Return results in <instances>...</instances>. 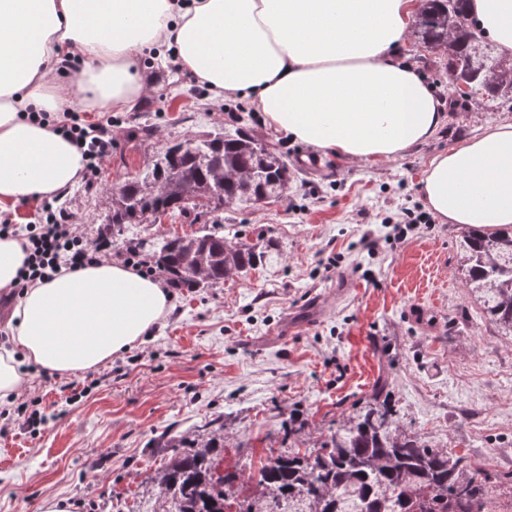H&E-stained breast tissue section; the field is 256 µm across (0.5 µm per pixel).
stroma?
I'll list each match as a JSON object with an SVG mask.
<instances>
[{"label":"stroma","instance_id":"stroma-1","mask_svg":"<svg viewBox=\"0 0 512 512\" xmlns=\"http://www.w3.org/2000/svg\"><path fill=\"white\" fill-rule=\"evenodd\" d=\"M445 101L446 121L429 141L394 160L350 161L313 151L251 112L243 129L288 164L287 199L247 210L131 224L113 236L112 256L159 234H191L220 224L239 240L272 241L263 266L205 288L174 289V308L144 343L74 376L84 394L39 371L19 402L35 401L41 424L13 416L0 425V512H40L43 498H69L73 512H158L156 477L173 454L164 438H194L224 423V463L254 470L280 449L290 412L306 419L307 445L358 410L387 374L402 422L429 445L512 472V336L481 314L457 275L459 226L432 217L404 243L386 240L384 218L426 206V161L489 124L512 122V106L448 82V58L421 42L402 50ZM146 91L113 114L115 145L98 186L79 184L64 204L88 240L111 233L112 190L143 173L170 141L230 126L241 105L196 91L144 53ZM150 128L143 136L142 128Z\"/></svg>","mask_w":512,"mask_h":512}]
</instances>
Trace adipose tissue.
<instances>
[{"label": "adipose tissue", "mask_w": 512, "mask_h": 512, "mask_svg": "<svg viewBox=\"0 0 512 512\" xmlns=\"http://www.w3.org/2000/svg\"><path fill=\"white\" fill-rule=\"evenodd\" d=\"M420 0H0V211L78 184L86 158L54 126L65 113L127 112L144 49L173 51L214 98H251L265 124L362 162L437 133L440 102L398 48ZM479 37L512 58V0H467ZM78 69L57 76L53 65ZM420 192L442 221L512 225V123L490 124L426 163ZM160 282L119 261L37 280L0 347V404L29 367L73 376L142 342L171 312Z\"/></svg>", "instance_id": "1"}]
</instances>
